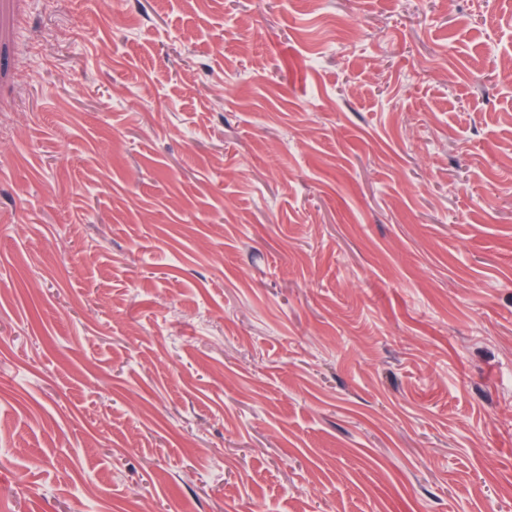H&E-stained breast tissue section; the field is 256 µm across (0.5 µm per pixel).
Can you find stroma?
<instances>
[{
    "label": "stroma",
    "instance_id": "stroma-1",
    "mask_svg": "<svg viewBox=\"0 0 512 512\" xmlns=\"http://www.w3.org/2000/svg\"><path fill=\"white\" fill-rule=\"evenodd\" d=\"M512 0H0V512H512Z\"/></svg>",
    "mask_w": 512,
    "mask_h": 512
}]
</instances>
